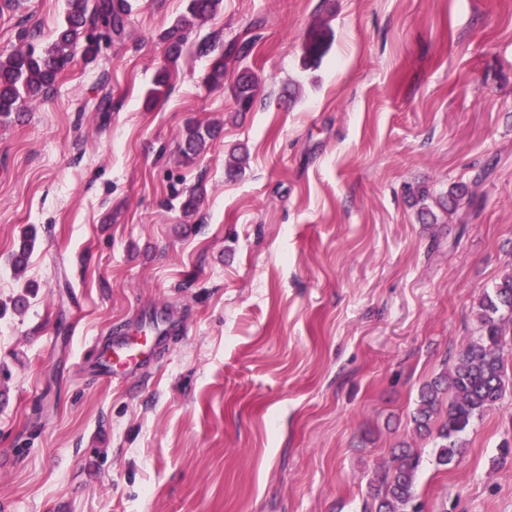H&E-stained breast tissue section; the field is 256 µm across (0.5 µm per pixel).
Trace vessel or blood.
<instances>
[{"instance_id": "vessel-or-blood-1", "label": "vessel or blood", "mask_w": 512, "mask_h": 512, "mask_svg": "<svg viewBox=\"0 0 512 512\" xmlns=\"http://www.w3.org/2000/svg\"><path fill=\"white\" fill-rule=\"evenodd\" d=\"M163 340L162 330L152 323L144 327L140 336L114 337L110 352L101 359L102 373L112 379L127 380L146 365Z\"/></svg>"}]
</instances>
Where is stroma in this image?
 Instances as JSON below:
<instances>
[{
	"label": "stroma",
	"mask_w": 512,
	"mask_h": 512,
	"mask_svg": "<svg viewBox=\"0 0 512 512\" xmlns=\"http://www.w3.org/2000/svg\"><path fill=\"white\" fill-rule=\"evenodd\" d=\"M130 3L96 56L76 47L0 123V504L362 512L404 442L423 512H512V389L445 466L411 422L512 273V0H222L152 103L186 0ZM64 12L10 0L0 54L48 48ZM313 40L327 51L308 67ZM244 41V62L203 84L201 46ZM242 65L258 79L245 113ZM190 118L219 134L186 164ZM455 182L470 189L459 208L420 223L404 186ZM151 317L157 356L98 378L105 342ZM257 87V79L251 71L243 69L238 73L236 83L232 88L238 112L250 110L256 97Z\"/></svg>",
	"instance_id": "stroma-1"
}]
</instances>
